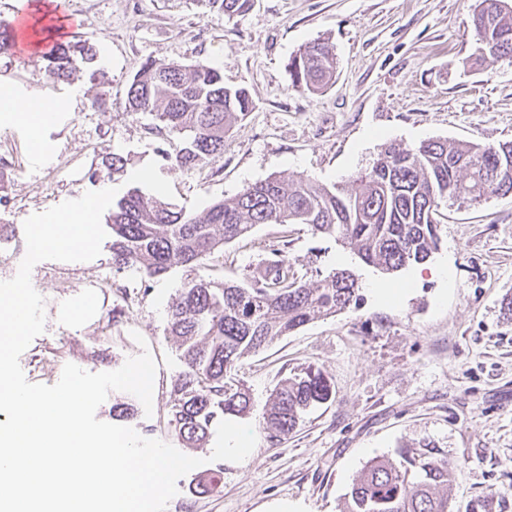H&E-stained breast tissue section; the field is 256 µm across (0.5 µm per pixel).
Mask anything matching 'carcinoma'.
Wrapping results in <instances>:
<instances>
[{"instance_id":"cac0c4a2","label":"carcinoma","mask_w":512,"mask_h":512,"mask_svg":"<svg viewBox=\"0 0 512 512\" xmlns=\"http://www.w3.org/2000/svg\"><path fill=\"white\" fill-rule=\"evenodd\" d=\"M228 17L245 14L252 0H203ZM467 29L476 59L512 58V7L481 0ZM57 79L76 66L71 46L57 43L46 55ZM292 87L317 93L336 72V58L315 41L288 62ZM132 112L155 115L180 140L174 163L202 169L224 155V137L233 121L246 117L251 100L241 88L224 85L220 69L150 58L127 93ZM512 193V141L498 144L429 140L402 148L390 144L372 168L331 188L309 178L283 182L268 177L188 214L161 198L133 188L112 203V267L160 277L175 265L199 267L224 245L252 235L261 224H305L314 235L333 237L360 259L386 271L422 263L441 242L437 212L445 201L478 202ZM288 240L273 250L278 259L242 282L193 277L168 305V335L186 370L175 387L169 426L186 448L206 442L219 418H244L251 410L249 389L234 382L244 360L273 341L319 319L356 308L358 279L334 269L309 286L284 256ZM330 384L307 367L283 379L270 393L259 426L271 443L288 441L311 408L326 403ZM422 439L396 456H377L364 466L346 493L342 512H454L439 489L452 482L454 468L429 452ZM224 468L209 470L196 493L217 490Z\"/></svg>"}]
</instances>
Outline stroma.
<instances>
[{
    "instance_id": "1",
    "label": "stroma",
    "mask_w": 512,
    "mask_h": 512,
    "mask_svg": "<svg viewBox=\"0 0 512 512\" xmlns=\"http://www.w3.org/2000/svg\"><path fill=\"white\" fill-rule=\"evenodd\" d=\"M473 0H254L228 18L199 0H69L79 29L109 81L106 109L81 72L61 82L42 57L0 53V85L19 97L58 99L68 109L45 127L44 154L29 134L0 127V281L26 253L24 221L102 185L138 187L195 213L246 185L299 176L322 185L372 166L381 147L432 139L480 144L512 140V61L472 62L466 33ZM325 39L336 75L318 94L293 89L287 63ZM150 57L221 68L245 89L252 110L232 123L224 155L187 170L166 153L174 135L126 107L135 73ZM121 155L122 170L109 169ZM146 180H138V173ZM443 243L428 261L387 273L303 224H262L208 260L206 276L240 281L262 272L280 235L299 277L313 284L351 269L359 307L311 322L244 361L257 424L271 391L301 368L321 369L333 394L299 423L287 443L258 440L240 463L225 462L220 492L192 496L194 473L178 480L166 512H341L353 480L372 458L428 439L455 468L448 496L456 512L476 499L512 512V194L444 204ZM183 266L144 280L112 267L110 241L88 262L42 261L31 273L45 300V330L22 353L29 382L52 385L66 363L97 373L149 350L156 361L153 413L127 425L177 444L168 425L173 386L185 366L169 340L168 305L193 278Z\"/></svg>"
}]
</instances>
